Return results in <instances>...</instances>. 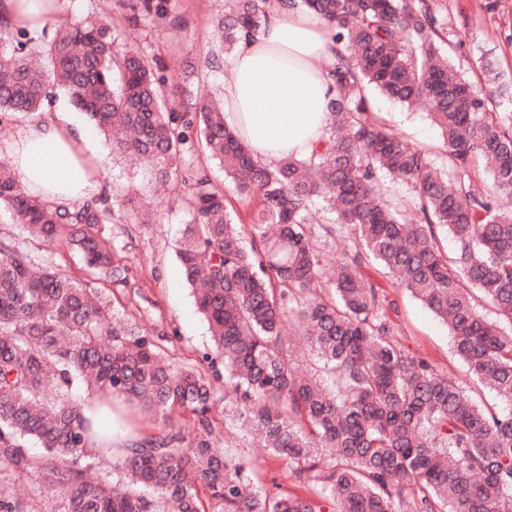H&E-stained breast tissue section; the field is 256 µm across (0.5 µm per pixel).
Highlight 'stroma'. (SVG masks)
Returning <instances> with one entry per match:
<instances>
[{
    "mask_svg": "<svg viewBox=\"0 0 512 512\" xmlns=\"http://www.w3.org/2000/svg\"><path fill=\"white\" fill-rule=\"evenodd\" d=\"M448 6L449 48L462 72L480 82L481 92L495 89L499 79L512 81V0H499L496 10L486 8L487 0H445ZM225 0H171L173 24L143 20L137 30H124L121 41L139 48L149 58L181 69L189 63L194 74L189 86L196 105L221 97L226 70L208 62L210 31L221 15ZM378 116L409 143L425 148L432 163L446 166V148L437 127L427 112L409 109L381 95H374ZM95 148L104 156V181L117 195V207L128 202L148 204L154 212L150 224H116L114 239L123 246L134 278L126 288L114 291L116 310L131 312L140 326L154 337L174 362L197 359L212 349L209 326L196 308L190 287L183 280L176 251L185 224L190 221L191 206L187 192L170 198L154 193L157 181L155 165H127L112 153L110 141L95 133ZM0 236L27 242L25 228L12 213L0 208ZM35 260L48 263L66 260L78 277L90 287H100L98 277L82 269L77 256L65 253L56 241L27 242ZM368 276L393 302L400 326L398 340L408 351L424 356L441 371L450 373L476 399L493 401V394L476 385L467 366L456 355L448 329L429 309L397 283L375 268ZM247 454L262 475V485L270 493L307 494L308 486L296 479L285 461L272 459L259 448Z\"/></svg>",
    "mask_w": 512,
    "mask_h": 512,
    "instance_id": "35a3bbf8",
    "label": "stroma"
}]
</instances>
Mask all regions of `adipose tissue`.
<instances>
[{
  "label": "adipose tissue",
  "mask_w": 512,
  "mask_h": 512,
  "mask_svg": "<svg viewBox=\"0 0 512 512\" xmlns=\"http://www.w3.org/2000/svg\"><path fill=\"white\" fill-rule=\"evenodd\" d=\"M58 12L40 0H0V24L44 28ZM335 44L327 26L295 7H273L257 40L227 59L224 119L238 130L255 159L273 163L308 154L325 133L332 96L328 68ZM23 184L45 202L71 205L103 191L105 160L91 147L90 132L58 111L25 121L0 145Z\"/></svg>",
  "instance_id": "1"
}]
</instances>
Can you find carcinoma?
Instances as JSON below:
<instances>
[{"label": "carcinoma", "instance_id": "1", "mask_svg": "<svg viewBox=\"0 0 512 512\" xmlns=\"http://www.w3.org/2000/svg\"><path fill=\"white\" fill-rule=\"evenodd\" d=\"M319 16L336 43L324 140L310 154L257 161L224 121V103L182 105L178 76L121 44L112 18L31 39L0 25V117L39 111L56 85L104 132L119 157L160 167L165 185L202 152L230 191L257 203L243 224L202 165L181 178L192 220L177 252L214 353L173 364L148 333L68 266L40 264L0 238V467L60 488L61 512H512V86L483 95L448 55L444 0H287ZM170 0H139V17L170 16ZM269 0H227L212 23L213 62L267 20ZM426 106L447 170L379 120L371 92ZM414 191L413 218L387 203L385 177ZM36 239L62 241L114 287L131 269L105 195L53 207L0 160V207ZM457 249L448 255L440 236ZM346 239L326 272L320 245ZM375 264L447 327L456 354L503 409L476 403L427 358L399 343L392 303L364 275ZM491 307L496 319L486 318ZM298 342L283 341L285 322ZM317 367L299 371L297 349ZM110 392L154 417L191 414L117 449L109 480L90 474L91 421L73 391ZM288 461L310 494L261 491L243 458L219 448L218 422ZM41 448L33 457L28 445ZM0 512H43L0 483Z\"/></svg>", "mask_w": 512, "mask_h": 512}]
</instances>
